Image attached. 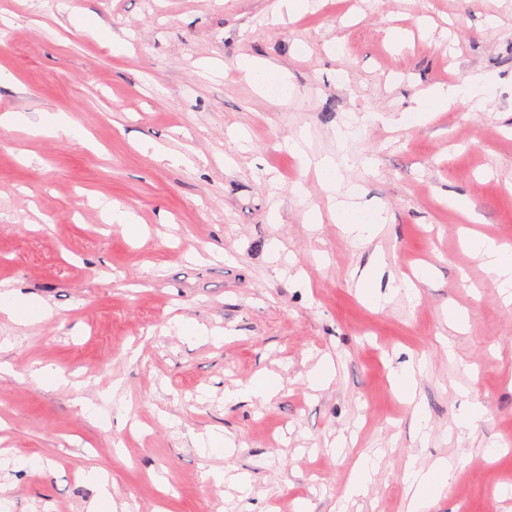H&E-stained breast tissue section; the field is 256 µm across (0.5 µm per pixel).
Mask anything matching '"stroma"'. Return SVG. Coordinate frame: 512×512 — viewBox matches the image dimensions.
<instances>
[{"instance_id":"1","label":"stroma","mask_w":512,"mask_h":512,"mask_svg":"<svg viewBox=\"0 0 512 512\" xmlns=\"http://www.w3.org/2000/svg\"><path fill=\"white\" fill-rule=\"evenodd\" d=\"M33 2L0 0V69L20 81L0 113L65 112L93 144L0 126V283L53 311L0 317V451L35 461L0 471L12 512H87L93 467L116 512H406L408 462L438 460L454 477L429 512H512L496 494L512 487V303L468 244L512 242V0H310L298 18L277 0ZM246 59L285 75L277 99ZM472 71L499 78L486 111L393 126ZM302 133L310 156L346 150L345 183L387 209L370 241L328 217L287 148ZM92 196L145 233L104 223ZM418 359L409 403L392 383ZM47 364L59 384L35 376ZM269 373L274 398L244 394ZM207 433L228 448L203 452ZM366 460V492L347 496Z\"/></svg>"}]
</instances>
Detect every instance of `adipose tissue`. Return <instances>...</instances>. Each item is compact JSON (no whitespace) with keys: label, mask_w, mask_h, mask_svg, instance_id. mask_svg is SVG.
I'll return each instance as SVG.
<instances>
[{"label":"adipose tissue","mask_w":512,"mask_h":512,"mask_svg":"<svg viewBox=\"0 0 512 512\" xmlns=\"http://www.w3.org/2000/svg\"><path fill=\"white\" fill-rule=\"evenodd\" d=\"M498 78L495 74L478 71L464 78L462 83L448 87H433L422 92L417 105L403 114L399 123L408 127L417 123L426 114L441 112L454 106L459 100H468L473 110L482 112L491 101ZM0 125L5 127L21 126L34 136H65L72 139H86V132L79 128L70 116L63 112H43L31 118L18 112L0 115ZM292 149L300 154L305 167L314 169L321 188L325 193L336 223L354 240L364 242L370 239L377 225L386 223L383 209H370L354 201L352 195L341 192V172L346 169V155L312 158L304 155L300 143H293ZM50 305L41 299L19 296L13 290L0 291V316L19 324H33L50 317ZM452 478L447 462L439 461L429 468H419L408 464L405 479L412 493L409 512H422L423 508L439 496Z\"/></svg>","instance_id":"1"}]
</instances>
